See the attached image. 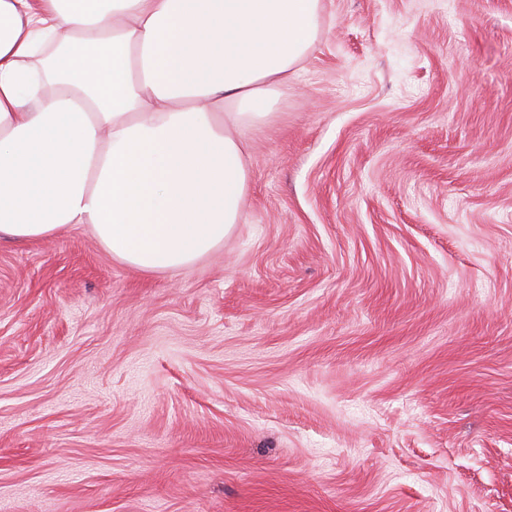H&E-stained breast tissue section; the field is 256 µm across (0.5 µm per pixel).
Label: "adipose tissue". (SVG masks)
Returning <instances> with one entry per match:
<instances>
[{"mask_svg":"<svg viewBox=\"0 0 512 512\" xmlns=\"http://www.w3.org/2000/svg\"><path fill=\"white\" fill-rule=\"evenodd\" d=\"M321 0H0V238L91 225L144 272L241 219L244 130L311 53ZM73 37L28 66L60 26Z\"/></svg>","mask_w":512,"mask_h":512,"instance_id":"1","label":"adipose tissue"}]
</instances>
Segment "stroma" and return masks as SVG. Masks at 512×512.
I'll return each mask as SVG.
<instances>
[{"label":"stroma","instance_id":"obj_1","mask_svg":"<svg viewBox=\"0 0 512 512\" xmlns=\"http://www.w3.org/2000/svg\"><path fill=\"white\" fill-rule=\"evenodd\" d=\"M274 110L191 266L0 242V512H512V0H322Z\"/></svg>","mask_w":512,"mask_h":512}]
</instances>
